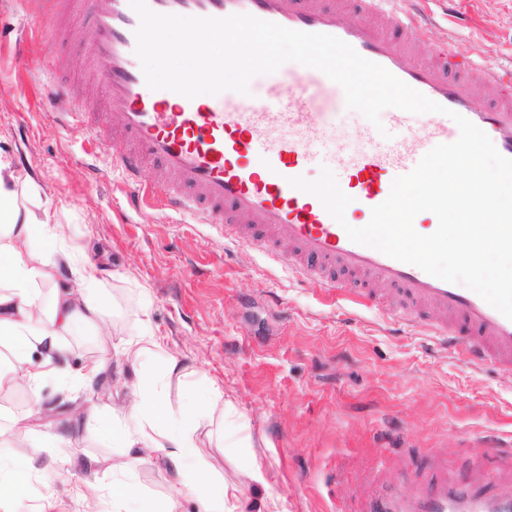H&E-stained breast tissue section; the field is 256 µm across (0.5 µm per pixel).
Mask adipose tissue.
I'll return each instance as SVG.
<instances>
[{
  "label": "adipose tissue",
  "mask_w": 512,
  "mask_h": 512,
  "mask_svg": "<svg viewBox=\"0 0 512 512\" xmlns=\"http://www.w3.org/2000/svg\"><path fill=\"white\" fill-rule=\"evenodd\" d=\"M19 179L0 161V349L11 363L0 362V390L23 385L30 393L29 411L39 412L40 385L54 379L70 392L97 379L104 370L94 360L81 369L66 368L67 346L62 336L80 332L102 337L112 319L100 301L103 286L91 271L84 251L62 236L50 217L38 216L18 200ZM68 269L73 283L58 284L60 269ZM49 286L50 300L42 302L41 288ZM119 353L139 373L129 404L105 416H89L97 432L111 434L120 450L112 460V512H131L135 499L134 473L142 457H151L172 470L177 480L158 512H176L180 497L197 494L203 512H236L228 498L229 485L210 470L209 451L198 438L202 423L213 422L224 409V393L211 386L206 405L199 409L174 407L171 378L181 373L177 357L166 354L149 324L124 342ZM0 442L10 448L0 458V512H15L26 492V479L35 469L24 425L0 429Z\"/></svg>",
  "instance_id": "adipose-tissue-1"
}]
</instances>
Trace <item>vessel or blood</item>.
<instances>
[{
	"instance_id": "vessel-or-blood-1",
	"label": "vessel or blood",
	"mask_w": 512,
	"mask_h": 512,
	"mask_svg": "<svg viewBox=\"0 0 512 512\" xmlns=\"http://www.w3.org/2000/svg\"><path fill=\"white\" fill-rule=\"evenodd\" d=\"M30 3L62 28L89 22L83 76L91 95L77 103L65 87L54 97L70 106L73 120L85 121L91 142L116 139L109 165L123 176L130 207L150 200L192 214L219 228L225 239L264 253L332 296L385 309L409 327H426L470 363L512 376V320L472 290L352 242L315 196L289 184L290 178L329 168L352 198L346 221L369 222L395 177L411 172L434 146L457 140L454 112L512 158V69L484 65L483 83H474L468 77L473 61L450 43L434 49L430 62L407 66L430 26L424 0H147L160 14H249L336 36L444 106V113L431 114L426 126L412 133L410 113L392 109L388 118L404 136L380 144L373 132H365L366 147L352 155L328 138L330 119L345 95L318 70L282 69L278 79L252 84L245 95L226 91L189 99L179 94L168 100L146 84L135 54L139 19L129 0ZM353 8L365 21H347ZM150 162L160 165L162 176L140 184L139 172ZM383 286L392 298L380 294ZM491 506L483 494L460 495L440 482L408 512H489Z\"/></svg>"
}]
</instances>
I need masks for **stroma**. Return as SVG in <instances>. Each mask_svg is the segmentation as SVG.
Wrapping results in <instances>:
<instances>
[{"instance_id":"1","label":"stroma","mask_w":512,"mask_h":512,"mask_svg":"<svg viewBox=\"0 0 512 512\" xmlns=\"http://www.w3.org/2000/svg\"><path fill=\"white\" fill-rule=\"evenodd\" d=\"M430 8L432 43H455L477 62L512 65V0H461L477 18L473 26L449 18L445 0ZM0 28V160L36 188L52 223L85 242L116 315L103 344L67 337L72 367L136 334L148 319L188 372L172 379L171 399L204 404L214 382L233 407L223 445L210 455L215 472L237 488L238 512H362L385 491L416 497L442 473L452 488L466 478L489 496L512 491L505 462L512 455V377L469 367L426 330L326 301L282 265L225 241L193 215L131 211L119 173H93L114 144L90 146L84 126L58 116L50 99L56 83L84 68L82 29L55 30L26 0H0ZM56 57L66 61L58 72L47 65ZM136 378L129 363L108 357L78 401L121 407ZM41 396L55 417L27 415L24 388L0 391V417L26 416L34 432L36 470L17 512H37L49 498L57 499V512H112L111 499L76 495L84 473L45 443L57 432L80 456L96 458L104 487L117 454L111 436L62 412L66 396L56 381H46ZM477 436L498 441V449L474 458ZM257 469L264 482L252 479ZM173 480L143 460L135 473L137 508L154 512Z\"/></svg>"}]
</instances>
